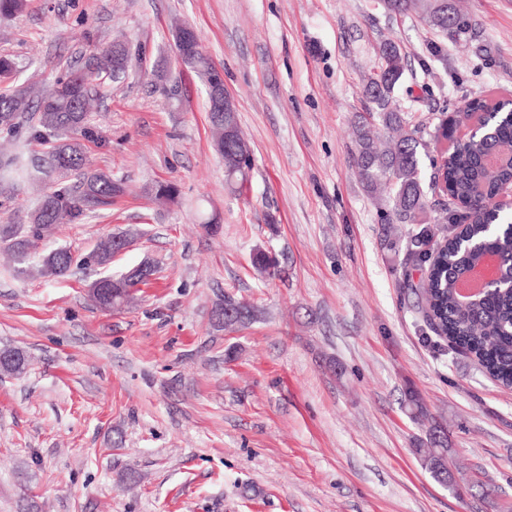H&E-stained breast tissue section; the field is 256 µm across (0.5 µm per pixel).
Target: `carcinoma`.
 Returning <instances> with one entry per match:
<instances>
[{"instance_id": "carcinoma-1", "label": "carcinoma", "mask_w": 512, "mask_h": 512, "mask_svg": "<svg viewBox=\"0 0 512 512\" xmlns=\"http://www.w3.org/2000/svg\"><path fill=\"white\" fill-rule=\"evenodd\" d=\"M385 4L391 11L423 15L433 29L445 35L450 20L456 25L457 37L471 29L469 18L458 8H448V0H385ZM175 46L180 60L207 81L221 80V73L201 51L199 38L177 40ZM93 57L95 69L70 72L35 101L24 85L0 90L1 134L27 142L41 141L46 133L54 138L46 157L31 165L30 178L56 174L74 179L44 195L27 214L28 223L0 224V249L19 263L32 259L35 240L49 235L62 218L81 220L127 191L123 180L85 167L81 140L89 135L87 104L102 74L126 71L130 56L107 47L96 49ZM380 57V73L368 80L365 93L372 104V117L386 137L380 138L364 120L355 126L353 158L359 181L381 209L383 223L395 225L393 231L409 238L404 286L415 297L422 322L448 342V353L471 358L486 377L512 388V289H497L468 305L461 304L457 293L459 278L484 252L495 251L504 261L512 260V214L503 207L490 210L483 202L512 182V100L490 108L484 97H473L457 111L442 115L429 130L418 116L393 101L405 71V56L398 45L390 39L382 42ZM208 112L214 148L224 155L225 182L240 192L248 182L251 159L241 155L246 141L239 131L237 111L224 112L222 119L213 108ZM476 113L480 114L479 129L455 139L452 150L432 161L431 173L425 175L421 158L429 155L430 145L448 140L456 126ZM431 208L439 212L441 227L410 229L412 224L422 225ZM37 258L45 276H67L74 264L70 250L60 247L41 252ZM155 272L152 264L147 274L103 276L100 287L128 302L135 288L146 284ZM255 315L252 305L229 296L214 310L218 324L227 329L243 326ZM10 353L18 363L1 368L0 374L23 373L28 365L26 352L13 348ZM404 405L418 423L430 424L428 437L418 440L412 452L434 479L457 490L448 468L447 437L417 392L407 390Z\"/></svg>"}]
</instances>
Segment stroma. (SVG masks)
Here are the masks:
<instances>
[{"mask_svg": "<svg viewBox=\"0 0 512 512\" xmlns=\"http://www.w3.org/2000/svg\"><path fill=\"white\" fill-rule=\"evenodd\" d=\"M456 3L465 43L379 0H27L0 18L20 84L89 69L98 45L131 54L84 142L88 168L127 193L39 241L71 249L68 277L18 272L0 252V347L30 357L0 378V512H512V389L425 337L407 241L385 235L352 156L382 39L407 61L394 98L418 115L512 94V0ZM181 24L234 100L252 155L243 193L224 183L207 88L176 58ZM165 183L175 201H156ZM51 188L15 180L0 224L26 223ZM127 229L132 249L88 264ZM259 250L273 274L254 269ZM146 259L157 271L133 304L90 299L91 282ZM228 296L257 319L218 326ZM409 389L446 429L458 492L413 453L425 429Z\"/></svg>", "mask_w": 512, "mask_h": 512, "instance_id": "1", "label": "stroma"}]
</instances>
